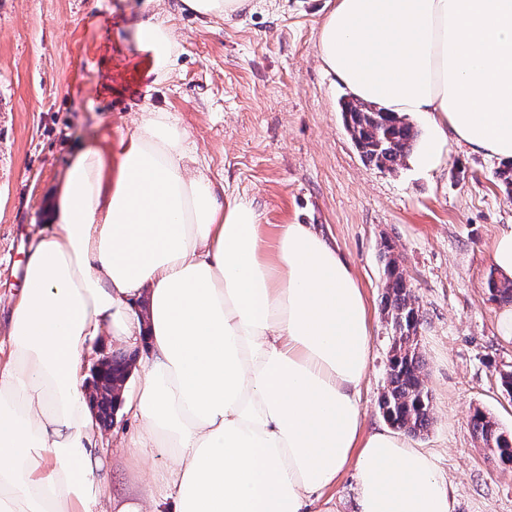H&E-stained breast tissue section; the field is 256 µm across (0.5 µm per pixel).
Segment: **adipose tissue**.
I'll return each mask as SVG.
<instances>
[{"label":"adipose tissue","instance_id":"adipose-tissue-1","mask_svg":"<svg viewBox=\"0 0 512 512\" xmlns=\"http://www.w3.org/2000/svg\"><path fill=\"white\" fill-rule=\"evenodd\" d=\"M166 4L144 0L135 28L164 81L181 49ZM318 53L357 99L512 163V0H336ZM189 150L147 106L114 147L111 188L96 149L68 169L0 358V512H309L349 468L357 512H454L432 454L363 430L371 333L350 263L313 225L268 234L251 199L191 172ZM102 334L148 337L123 409L131 444L170 456L138 458L119 496L87 394Z\"/></svg>","mask_w":512,"mask_h":512}]
</instances>
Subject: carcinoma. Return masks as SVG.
Returning <instances> with one entry per match:
<instances>
[{"label": "carcinoma", "instance_id": "1", "mask_svg": "<svg viewBox=\"0 0 512 512\" xmlns=\"http://www.w3.org/2000/svg\"><path fill=\"white\" fill-rule=\"evenodd\" d=\"M347 131L362 157L381 169L391 170L413 150L419 132L413 124L374 104L356 99L343 102ZM385 272L384 313L390 330L388 381L379 401L383 417L396 429L417 436L428 430L432 397L422 377L417 331L422 320L420 308L399 258L387 244L381 252ZM487 288L492 301L512 305V280L499 278L491 271ZM135 356H112V384L121 389ZM474 437L489 452L501 470L512 469V433L477 408L471 416Z\"/></svg>", "mask_w": 512, "mask_h": 512}]
</instances>
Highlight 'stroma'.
I'll return each mask as SVG.
<instances>
[{"label": "stroma", "instance_id": "1", "mask_svg": "<svg viewBox=\"0 0 512 512\" xmlns=\"http://www.w3.org/2000/svg\"><path fill=\"white\" fill-rule=\"evenodd\" d=\"M334 0H250L227 21L176 11L164 21L181 42L178 69L158 81L134 36L143 0H0V338L35 239L53 222L56 194L86 147L108 154L135 131L144 105L185 130L189 166L225 196L253 199L266 224H311L353 266L371 319L361 392L364 431L382 425L390 341L379 255H399L422 324L419 351L432 420L412 444L431 452L455 512H512V471L474 438V408L512 432V367L499 304L486 281L493 239L512 225L498 161L455 140L436 166L412 151L394 169L364 161L341 106L350 91L318 58L319 26Z\"/></svg>", "mask_w": 512, "mask_h": 512}]
</instances>
